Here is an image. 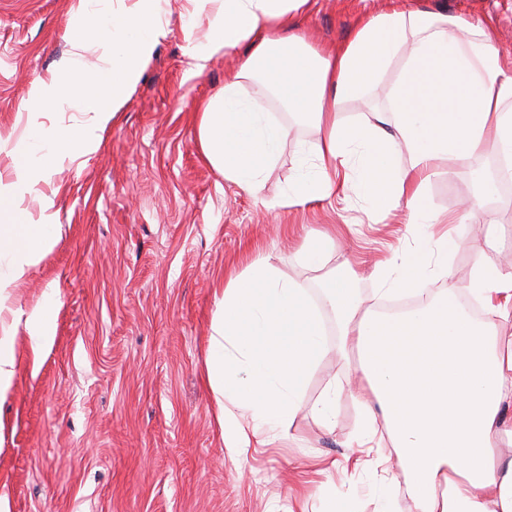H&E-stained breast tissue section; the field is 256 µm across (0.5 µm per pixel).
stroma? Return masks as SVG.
I'll use <instances>...</instances> for the list:
<instances>
[{
    "label": "stroma",
    "mask_w": 512,
    "mask_h": 512,
    "mask_svg": "<svg viewBox=\"0 0 512 512\" xmlns=\"http://www.w3.org/2000/svg\"><path fill=\"white\" fill-rule=\"evenodd\" d=\"M397 1L483 24L512 55V0H309L297 32L318 47L342 42L362 15ZM78 2L0 0V135L21 134L31 82L69 57ZM181 2L171 0L168 35L99 148L64 161L20 203L35 223L52 200L61 232L11 286L10 309L0 313V330L17 331L14 385L0 398V497L9 512H331L341 501L349 512H421L401 472L378 462L395 456L392 446L365 449L358 466H346L365 414L336 353L312 372L288 437L241 456L224 446L207 350L230 275L269 256L318 298L323 271L294 253L308 232L332 226L334 262L363 259L356 292L379 314L388 302L371 272L379 255L397 249L404 268L436 244L416 233L404 206L391 223L374 224L357 195L283 204L289 183L313 173L318 133L273 95L264 106L290 132L260 197L225 182L201 155L197 112L223 90L226 63L219 53L190 74L188 44L204 40L213 16L203 12L186 27ZM398 71L391 66L368 98L344 104L343 120L361 124L388 110ZM482 173L498 175L495 152L450 163L423 185L421 202L443 218L460 214ZM481 219L493 231L483 254L469 222L451 230L448 273L464 299L476 260H512V189L497 186ZM48 293L55 335L35 359L25 322ZM331 386L336 422L326 428L310 409Z\"/></svg>",
    "instance_id": "1"
}]
</instances>
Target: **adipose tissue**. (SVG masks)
<instances>
[{"instance_id": "1", "label": "adipose tissue", "mask_w": 512, "mask_h": 512, "mask_svg": "<svg viewBox=\"0 0 512 512\" xmlns=\"http://www.w3.org/2000/svg\"><path fill=\"white\" fill-rule=\"evenodd\" d=\"M212 9L206 40L189 56L196 70L218 52L245 55L225 71L224 89L203 104L198 139L225 181L258 196L288 129L265 112L276 95L319 134L312 176L288 200L303 204L332 193L362 195L377 222L406 204L412 223L434 224L421 189L441 162L488 151L512 156V66L484 26L430 10L391 8L367 15L342 43L312 47L282 35L308 0H189ZM400 63L391 89L395 121L349 125L339 108L364 97ZM409 168L397 167L400 152ZM448 241L431 260L391 282L411 287L427 274L441 294L405 313L363 309L350 261L321 284V300L272 263L253 260L231 278L217 302L208 375L224 446L233 454L263 448L295 423L312 370L330 352L322 314L339 328L340 351L354 357L353 395L365 411L364 442L390 440L394 461L422 512H512V336L499 337L472 318L448 278ZM471 289L488 311L512 319V270L476 263Z\"/></svg>"}]
</instances>
